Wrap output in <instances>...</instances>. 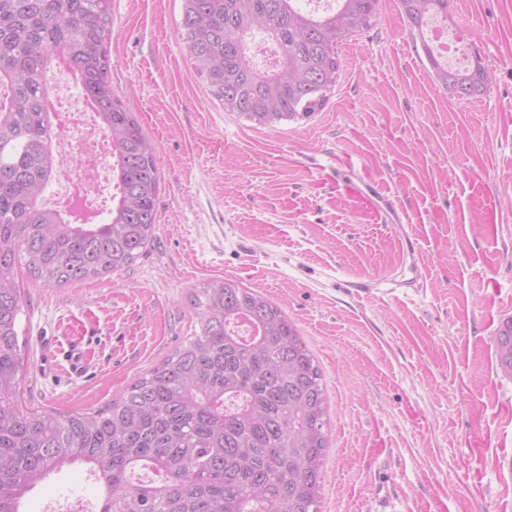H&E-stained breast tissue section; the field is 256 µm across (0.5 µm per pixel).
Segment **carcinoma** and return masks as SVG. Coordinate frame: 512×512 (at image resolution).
Returning <instances> with one entry per match:
<instances>
[{"label": "carcinoma", "instance_id": "carcinoma-1", "mask_svg": "<svg viewBox=\"0 0 512 512\" xmlns=\"http://www.w3.org/2000/svg\"><path fill=\"white\" fill-rule=\"evenodd\" d=\"M379 2L337 0L317 15L303 0H183L182 50L224 110L272 127L323 108L340 46L371 26ZM449 3L400 0L419 30L448 19ZM257 36L273 46V64L256 62ZM111 41L112 0H0V512H21L40 480L77 462L104 482L101 512H321L329 430L320 368L284 310L235 280L196 291L194 336L106 406L65 414L20 403L17 269L48 286L95 278L132 264L154 235L159 158L112 90ZM422 46L458 98L486 89L479 56L452 69ZM57 56L97 103L111 144L115 193L95 224L44 205L63 165L45 108ZM495 351L512 374V319ZM138 466L156 481L129 483Z\"/></svg>", "mask_w": 512, "mask_h": 512}]
</instances>
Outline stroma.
I'll use <instances>...</instances> for the list:
<instances>
[{
    "mask_svg": "<svg viewBox=\"0 0 512 512\" xmlns=\"http://www.w3.org/2000/svg\"><path fill=\"white\" fill-rule=\"evenodd\" d=\"M449 14L490 73L480 95L438 84L399 0H380L341 47L325 107L258 128L182 51V0H112V88L159 157L154 239L101 277L19 274L26 404L104 406L192 336V293L230 278L280 306L320 367L321 512H512V375L495 356L512 319V0H453ZM366 184L395 216L358 194ZM413 262L419 292L353 288ZM50 339L81 344L82 373L44 353ZM102 494L76 464L23 509Z\"/></svg>",
    "mask_w": 512,
    "mask_h": 512,
    "instance_id": "35a3bbf8",
    "label": "stroma"
}]
</instances>
